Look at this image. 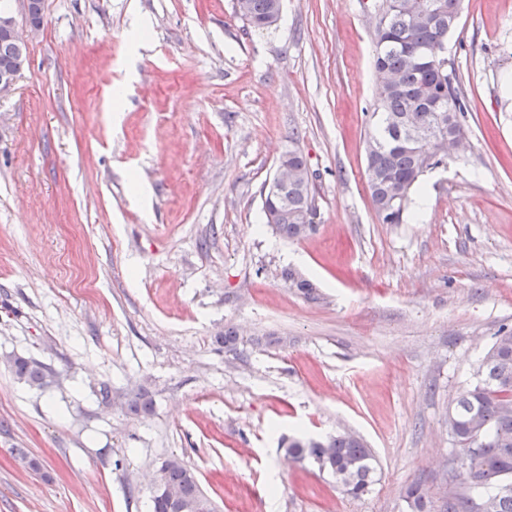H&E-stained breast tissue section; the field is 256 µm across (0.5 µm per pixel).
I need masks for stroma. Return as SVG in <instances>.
I'll list each match as a JSON object with an SVG mask.
<instances>
[{"label": "stroma", "instance_id": "1", "mask_svg": "<svg viewBox=\"0 0 512 512\" xmlns=\"http://www.w3.org/2000/svg\"><path fill=\"white\" fill-rule=\"evenodd\" d=\"M43 4L0 97V512H150L172 457L217 512H409L416 481L441 512L461 488L448 410L512 328V0L463 2L448 69L471 147L401 224L366 176L380 0H283L267 30L232 0ZM296 147L315 228L292 241L260 191ZM141 387L146 417L126 408ZM342 431L377 460L360 498L286 451ZM12 370L19 380H23L32 386L42 388L50 384L47 379L50 371L46 366L35 361L16 357L12 361Z\"/></svg>", "mask_w": 512, "mask_h": 512}]
</instances>
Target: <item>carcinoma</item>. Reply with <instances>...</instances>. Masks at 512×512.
I'll list each match as a JSON object with an SVG mask.
<instances>
[{
	"label": "carcinoma",
	"instance_id": "obj_1",
	"mask_svg": "<svg viewBox=\"0 0 512 512\" xmlns=\"http://www.w3.org/2000/svg\"><path fill=\"white\" fill-rule=\"evenodd\" d=\"M282 0H237L234 14L244 24L269 29L279 20ZM462 0H382L375 26L374 68L392 75L396 81L384 85L381 99L370 115L371 130L366 146V173L372 204L384 224H401L406 218L411 194L421 177L448 156L429 143L410 145L400 139L396 118L412 127L433 129L436 136L448 135L439 125V115L464 114L465 105L454 78L448 74V35L458 26ZM27 23L38 30L43 25V0H29ZM27 47L0 36V62L22 69ZM284 162L297 176L278 186L276 192L261 193L262 209L275 233L288 240L307 235L305 217L314 212V198L307 163L293 149ZM281 279L306 298L315 297L314 285L295 270L285 267ZM15 376L39 388L49 385L48 368L35 361L16 357ZM136 416L153 411L149 391L139 389L127 401ZM454 438L466 462V490L448 496L443 512H512V494L498 496V489L512 485V330L502 328L480 361L477 378L461 390L448 411ZM288 454L309 460L319 470L336 477L345 494L359 498L374 483L376 458L359 437L348 433L325 440L300 436L288 441ZM167 485L177 489L181 501L162 494L151 496V512H182L180 503H192V512H216L195 473L179 459L168 460L163 468ZM410 512H431V496L420 482L404 493Z\"/></svg>",
	"mask_w": 512,
	"mask_h": 512
}]
</instances>
